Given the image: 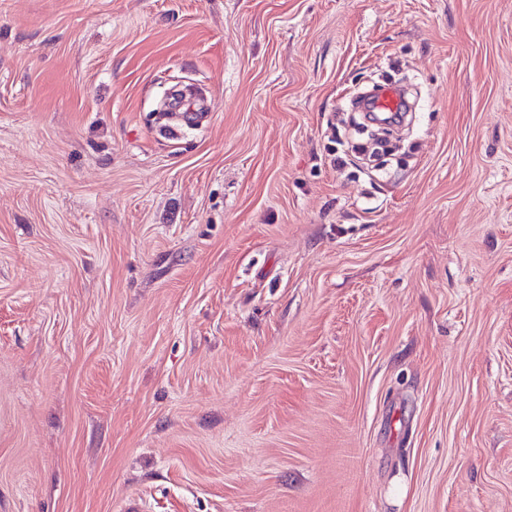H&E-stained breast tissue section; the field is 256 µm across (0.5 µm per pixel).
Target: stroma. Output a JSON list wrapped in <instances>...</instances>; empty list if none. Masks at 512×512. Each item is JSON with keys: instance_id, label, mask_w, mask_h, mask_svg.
Returning <instances> with one entry per match:
<instances>
[{"instance_id": "stroma-1", "label": "stroma", "mask_w": 512, "mask_h": 512, "mask_svg": "<svg viewBox=\"0 0 512 512\" xmlns=\"http://www.w3.org/2000/svg\"><path fill=\"white\" fill-rule=\"evenodd\" d=\"M132 501L512 512V0H0V512ZM403 102V96L394 86H385L372 102L376 112H398Z\"/></svg>"}]
</instances>
